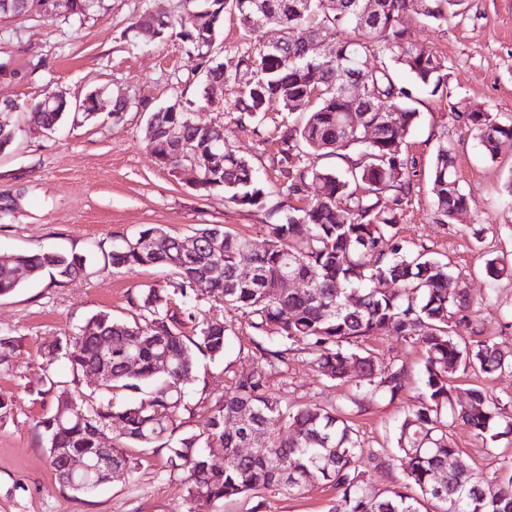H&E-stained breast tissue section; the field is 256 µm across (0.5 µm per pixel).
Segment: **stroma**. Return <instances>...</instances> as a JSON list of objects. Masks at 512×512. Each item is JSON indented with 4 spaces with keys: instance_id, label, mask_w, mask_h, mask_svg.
Returning <instances> with one entry per match:
<instances>
[{
    "instance_id": "stroma-1",
    "label": "stroma",
    "mask_w": 512,
    "mask_h": 512,
    "mask_svg": "<svg viewBox=\"0 0 512 512\" xmlns=\"http://www.w3.org/2000/svg\"><path fill=\"white\" fill-rule=\"evenodd\" d=\"M147 4L97 0L79 18L28 16L0 23V100L24 107L17 115L22 128L17 146L0 154L1 254H94L111 250L148 225L183 238L218 224L259 248L264 225L285 219L277 208L283 185L275 162L281 148L275 127L289 115L279 105H271L261 126L242 121L235 108L239 87L231 83L224 88L223 111L195 113L197 120L222 124L225 148L250 162L269 191L264 209L231 203L220 190L194 188L150 153L149 114L178 100L200 101L201 89L197 58L178 39L131 30ZM405 24L417 45L446 58L449 95L413 94L421 120L407 138L415 160L414 195L400 221L401 235L451 268L466 270L484 337L512 353V277L495 280L485 270L490 258L512 267V139L502 141L496 158H487L473 132L451 117L455 107L512 116V0H463L447 23L438 26L411 13ZM49 90L72 99L100 91L103 110L95 119L78 114L55 132H45L29 106ZM120 99L128 107L117 114L113 107ZM442 141L453 150L457 176L469 197L468 208L445 224L435 220L430 192V172ZM169 277L162 267L103 270L94 265L74 278L25 274L19 288L0 296V340L13 345L0 358V401L5 404L0 410V512H188L182 476L170 472L165 450L134 449L138 469L76 493L60 485L36 427L52 410L58 383L71 378L63 361L50 360L49 346L75 335L103 311L134 322L138 310L131 296ZM195 312L231 331L223 357H196L186 382V406L176 417L182 435L203 430L230 392L234 373L251 368L258 338L245 315L209 296L199 297ZM364 346L381 362L408 368L399 402L375 404L355 419L363 453L390 451L404 406L420 392L423 350L385 331ZM270 386L294 408L312 402L335 406L348 391L322 375L300 349L289 352L287 367L273 375ZM450 432L486 476H496L503 458L512 457L510 439L485 442L461 424ZM334 500V490L315 483L293 496L264 491L219 500L210 512H329Z\"/></svg>"
}]
</instances>
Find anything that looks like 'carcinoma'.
Segmentation results:
<instances>
[{
	"mask_svg": "<svg viewBox=\"0 0 512 512\" xmlns=\"http://www.w3.org/2000/svg\"><path fill=\"white\" fill-rule=\"evenodd\" d=\"M152 0L150 11L160 18L158 35L177 38L197 52L204 78L235 80L221 72L217 61L220 26L226 12L237 15L245 36L254 41V53H245L241 64L255 67L257 78L240 92L237 109L259 123L271 103L293 112L304 99L311 106L292 125L276 128L282 145L279 172L287 196L303 194L309 183L320 185L319 196L308 206H288L283 223L263 226L268 247L252 256L255 274L240 278V262L249 239L205 225L196 229L195 253L185 252L184 239L148 226L125 246L104 255V264L163 266L172 272L166 285L141 288L135 297L143 323L130 324L109 312L94 315L73 336L52 345L55 358L70 366L72 382L79 383L85 366L98 357L100 340L112 338V379L103 385L110 391L125 388L145 396L114 404L88 403L69 388L56 396L53 411L37 422L47 443L50 465L60 483L73 490L72 481L61 477L54 459L56 448H70L93 462L100 453L96 432L120 426L118 444L112 446V464L136 469L126 446L147 448L156 443L167 451L171 470L183 474L190 512H208L221 499L261 489L292 494L306 484L320 482L336 491L330 512H512V457L489 478L471 457L455 447L450 428L455 423L471 427L475 436L494 441L512 436V408L493 398L480 386L467 390V400L455 399L453 376L472 370L485 376L512 371V355L496 343L481 338L470 309L473 300L462 283L466 275L449 273L448 264L431 256L424 247L399 236L397 224L413 189V158L405 151L406 139L420 120L409 104L412 92L396 79L406 72L414 84L432 96L448 88V65L436 52L410 47V32L403 26L408 0H375L366 19L357 15L361 0H308L301 15L292 11L296 0H203L191 12L188 26L176 27L162 7ZM418 16L439 24L456 13L462 0H425ZM50 0H31L23 12L0 6V19L36 14L51 18ZM273 26L278 46L266 50L264 30ZM352 32L336 41L335 59L310 51L314 38L331 31ZM382 58L368 70V58ZM354 61L355 71L366 79L367 133L349 124L353 101L337 87L336 65ZM68 103L53 91L34 103L48 105L42 128L50 130L63 118ZM191 101H176L164 112H155L156 147L162 162L168 144V127H183L191 150L183 158L194 162L205 183H217L236 205L261 208L268 192L249 162L224 152V170H207V159L224 130L221 125L191 119ZM454 121L475 132L483 152L495 158L502 140L512 139V117L500 119L490 112L451 113ZM17 128L0 120V153L16 141ZM334 155L346 166L336 170L319 167L315 160ZM431 192L439 222L447 223L468 207V195L460 186L454 156L448 144L438 146L431 170ZM144 237L154 249L139 246ZM87 257L53 251L14 253L0 257V296L19 288L16 269L37 277L46 269L76 277L86 271ZM292 273L303 287L280 288L283 274ZM224 302L250 320L251 327L270 346L256 344L254 366L233 378V390L224 396L203 431L175 436V416L184 405L183 383L195 366L198 352L212 357L224 353L229 328L198 321L193 313L169 306L170 296L189 303L201 295ZM358 298V304L350 299ZM194 325L193 336L183 332ZM466 330L474 339L462 338ZM389 330L403 340L421 344L425 361L422 392L408 405L398 425L396 453L372 452L367 462L375 469L396 467L405 476L399 489L368 496L361 487L359 470L363 442L352 417L367 411L376 401L393 403L408 379L403 364L380 365L363 350L366 339ZM301 343L320 372L331 380L350 384L345 402L338 407L316 403L293 410L269 385L272 373L287 364L292 345ZM134 356L138 370L130 373L125 360ZM262 449L243 458L238 449ZM224 457L217 466L214 456ZM459 464L448 467V459Z\"/></svg>",
	"mask_w": 512,
	"mask_h": 512,
	"instance_id": "1",
	"label": "carcinoma"
}]
</instances>
